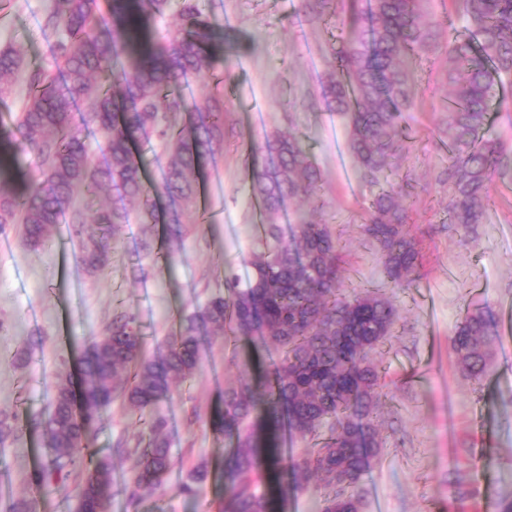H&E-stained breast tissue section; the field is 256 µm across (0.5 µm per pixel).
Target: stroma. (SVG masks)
Masks as SVG:
<instances>
[{
  "mask_svg": "<svg viewBox=\"0 0 512 512\" xmlns=\"http://www.w3.org/2000/svg\"><path fill=\"white\" fill-rule=\"evenodd\" d=\"M203 5L227 23L239 46L224 59V151L206 167L205 209L185 208L179 240H170L162 223L117 225L105 269L92 270L77 255L99 235L97 225L57 224L35 251L23 243L20 225L0 232V413L20 418L16 435L0 444V512L31 497L38 512H77L78 473L31 484L51 450L27 420L43 414L59 380L81 393L84 345L116 307L135 315L150 355L178 333L184 315L223 294L225 276L249 279L260 235L244 159L267 135L289 129L299 132L321 171L331 223L346 246V285L385 287L400 311L380 357L390 387L382 452L363 479V512H497L500 501L512 499V175L494 177L473 238L445 223L439 200L447 187L437 181L448 166L439 131L448 93L443 52L416 62L415 107L404 119L414 200L408 230L422 267L411 287L389 288L376 249L362 240L369 191L355 176L342 121L318 96L331 68L325 45L332 25L301 23L300 0ZM45 6L46 0H10L0 12V48L18 49L32 67L52 63L39 23ZM483 306L495 314L496 340L489 374L476 386L457 370L449 339L466 311ZM276 357L261 337L233 347L205 333L199 372L155 409L166 420L172 469L163 486L134 505L130 450L145 446L148 433L121 404L102 412L90 448L112 463V512H220L233 444L209 427L208 416L225 387L258 386ZM243 362L250 365L244 373ZM198 467L207 472L198 494H181Z\"/></svg>",
  "mask_w": 512,
  "mask_h": 512,
  "instance_id": "35a3bbf8",
  "label": "stroma"
}]
</instances>
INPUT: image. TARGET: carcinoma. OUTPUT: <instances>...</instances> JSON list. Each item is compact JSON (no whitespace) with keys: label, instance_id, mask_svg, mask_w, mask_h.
<instances>
[{"label":"carcinoma","instance_id":"obj_1","mask_svg":"<svg viewBox=\"0 0 512 512\" xmlns=\"http://www.w3.org/2000/svg\"><path fill=\"white\" fill-rule=\"evenodd\" d=\"M462 29L448 30L445 62L450 91L445 108L448 223L467 237L484 222L496 174L512 173V146L491 132V106L512 79V0H450ZM430 0H303L306 20L339 21L326 46L333 62L321 86L329 112L347 129V149L370 202L361 233L379 254L382 273L394 287L410 285L421 266L407 231L413 204L394 177L402 167L400 131L414 109L412 59L429 49L436 26ZM177 17L163 35L157 19L170 8ZM41 28L52 37L50 68L27 69L21 54L0 49V90L24 79L27 95L14 130L0 138V230L23 226L31 248L43 245L61 219L93 222L108 231L130 222H155L153 197L177 202L198 196V175L224 150V84L214 75L224 61L216 18L199 0H50ZM204 78L202 103L182 93L185 80ZM106 136L104 164L92 160L84 127ZM140 137L162 150L161 182L148 185V160L132 151ZM33 156L35 174L20 191L11 189L15 144ZM251 195L265 213L261 249L252 253L253 277L224 280L225 295L181 320L179 335L152 357L134 315L117 313L85 345V397L75 406L67 382L46 414L30 420L53 449L50 465L32 476L41 485L84 472L76 486L82 512H110L112 464L80 455L101 412L116 399L145 419L149 442L128 448L137 459L130 498L163 485L171 469L166 422L152 414L171 398L174 383L200 369L199 329L207 323L224 340L257 334L278 348L262 390L224 389L208 418L217 433L235 440L224 463L223 512H275L267 482L279 499L311 491L320 512H362L363 476L380 457L385 385L377 356L394 337L399 309L378 289L342 287L341 237L325 217L328 200L320 171L299 137L275 132L251 154ZM102 187L112 205L93 207ZM287 199H303L294 213L296 231L285 241L278 217ZM109 236H92L79 260L100 268ZM496 336L490 308L469 312L457 324L450 349L466 379L486 377ZM314 440L296 461L280 449L283 429Z\"/></svg>","mask_w":512,"mask_h":512}]
</instances>
